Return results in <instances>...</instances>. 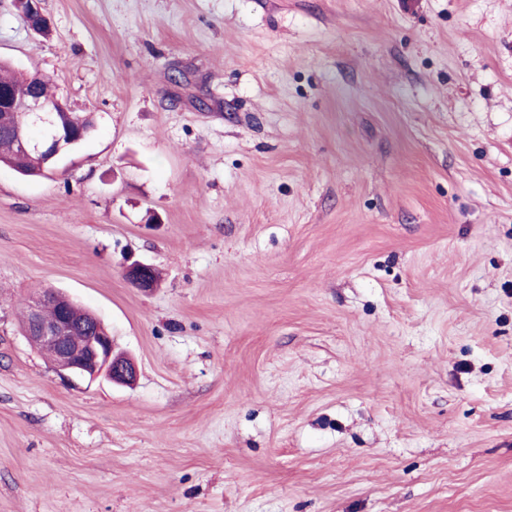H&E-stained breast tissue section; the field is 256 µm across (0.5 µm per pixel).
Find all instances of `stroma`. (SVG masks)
I'll return each mask as SVG.
<instances>
[{
  "label": "stroma",
  "mask_w": 512,
  "mask_h": 512,
  "mask_svg": "<svg viewBox=\"0 0 512 512\" xmlns=\"http://www.w3.org/2000/svg\"><path fill=\"white\" fill-rule=\"evenodd\" d=\"M44 8L0 60L94 128L0 166V512H512V0ZM50 288L132 384L27 341ZM125 276L137 288L150 289L155 287L156 279L150 265L133 263L126 268Z\"/></svg>",
  "instance_id": "stroma-1"
}]
</instances>
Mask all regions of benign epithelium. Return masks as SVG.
<instances>
[{"label": "benign epithelium", "instance_id": "7a95c632", "mask_svg": "<svg viewBox=\"0 0 512 512\" xmlns=\"http://www.w3.org/2000/svg\"><path fill=\"white\" fill-rule=\"evenodd\" d=\"M25 26L40 35L50 27L43 8V0H13ZM43 80L39 73L23 77L21 86L0 90V105L7 108L14 122L21 150L40 161L52 162L62 150L84 138L92 127L87 117L74 119L62 100L50 104L36 95L33 88ZM33 127L43 129L41 137H30ZM126 278L138 288L155 287L151 266L133 263L125 270ZM53 301L57 308L54 318L48 319L44 304ZM72 300L57 291L34 296L27 306L23 332L27 340L39 350L52 354L53 368L62 375L83 379L104 376L117 384H129L137 375V367L128 357L114 352L112 336L93 314L83 323L74 322L68 315ZM84 329L83 339H76L77 329Z\"/></svg>", "mask_w": 512, "mask_h": 512}]
</instances>
